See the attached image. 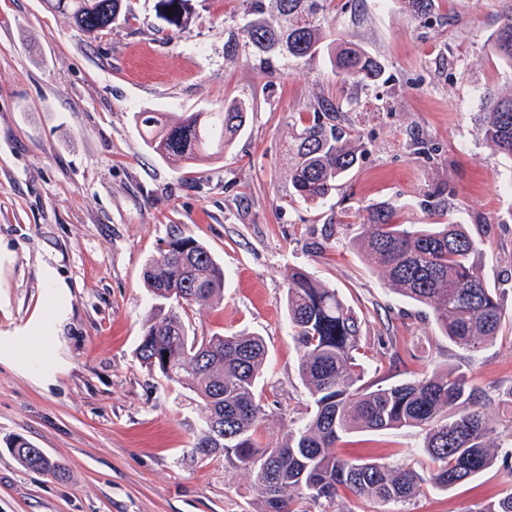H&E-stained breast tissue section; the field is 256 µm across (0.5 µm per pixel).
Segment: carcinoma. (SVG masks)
<instances>
[{
	"instance_id": "1",
	"label": "carcinoma",
	"mask_w": 512,
	"mask_h": 512,
	"mask_svg": "<svg viewBox=\"0 0 512 512\" xmlns=\"http://www.w3.org/2000/svg\"><path fill=\"white\" fill-rule=\"evenodd\" d=\"M418 19L434 11V0H403ZM90 37L128 16L126 0H46ZM328 0H242L238 31L224 43L229 56L239 46L269 64L312 58L327 51L332 71L348 86H367L382 76L380 63L347 41L324 44ZM493 49L512 63V19L496 32ZM483 136L512 159V95L488 97ZM250 104L231 101L216 112H136L143 144L177 168L212 160L233 145L244 129ZM341 106L317 101L313 119L295 124L284 149L291 203L319 204L359 163L360 143L337 122ZM352 244L366 264L400 297L433 313L440 333L468 354L497 339L504 324L500 297L482 274L481 242L462 224H402L393 202L367 209ZM143 283L155 301L137 347L149 370L193 391L204 426L194 444L202 461L224 459V472L244 477L256 491L260 512H308L306 504H335L351 490L368 512L389 504L406 506L432 488L446 490L512 458L494 439L497 422L489 398L458 371H434L397 385L365 384L358 354L362 320L336 288L294 268L286 279L285 312L297 344L298 374L313 403L310 417L287 426L286 442L263 444L266 419L258 383L266 369L264 339L242 332L196 336L183 318L224 292V268L211 251L182 230L170 235L158 257L145 266ZM224 425L216 441L210 423ZM418 428L423 433L415 463L352 462L336 455V442L354 432ZM10 448L27 469L66 475V465L48 459L22 437ZM428 465H422V462Z\"/></svg>"
}]
</instances>
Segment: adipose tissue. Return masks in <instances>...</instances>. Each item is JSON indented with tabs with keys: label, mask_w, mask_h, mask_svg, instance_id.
Wrapping results in <instances>:
<instances>
[{
	"label": "adipose tissue",
	"mask_w": 512,
	"mask_h": 512,
	"mask_svg": "<svg viewBox=\"0 0 512 512\" xmlns=\"http://www.w3.org/2000/svg\"><path fill=\"white\" fill-rule=\"evenodd\" d=\"M39 277L47 293L48 313L0 339V363L46 387L55 383L65 365L58 338L69 318L70 290L51 266H43Z\"/></svg>",
	"instance_id": "obj_1"
}]
</instances>
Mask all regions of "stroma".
Wrapping results in <instances>:
<instances>
[{
	"label": "stroma",
	"mask_w": 512,
	"mask_h": 512,
	"mask_svg": "<svg viewBox=\"0 0 512 512\" xmlns=\"http://www.w3.org/2000/svg\"><path fill=\"white\" fill-rule=\"evenodd\" d=\"M430 21L402 0H332L328 40L361 45L383 66L365 88L343 85L327 55L265 69L247 50L226 56L240 0H129L127 24L87 38L43 0H0V336L47 312L39 278L54 267L72 312L54 385L0 365V512H256V493L220 461L192 455L198 398L136 356L153 301L143 270L182 229L223 264V295L187 310L199 336L260 334L264 443L308 417L298 349L284 312L286 276L302 268L338 288L362 318L365 379L385 385L436 369L465 372L512 444V330L476 356L452 346L432 314L402 300L350 238L367 206L394 202L403 224L447 221L482 239V273L512 317V163L481 131L486 96L512 93V65L492 38L512 0H435ZM363 146L358 165L318 205L289 204L283 145L318 98ZM245 100L250 121L223 158L176 169L140 140L138 112L215 111ZM65 462V480L25 469L7 438ZM414 428L343 436L342 458L407 459ZM512 488V459L411 512H478Z\"/></svg>",
	"instance_id": "35a3bbf8"
}]
</instances>
